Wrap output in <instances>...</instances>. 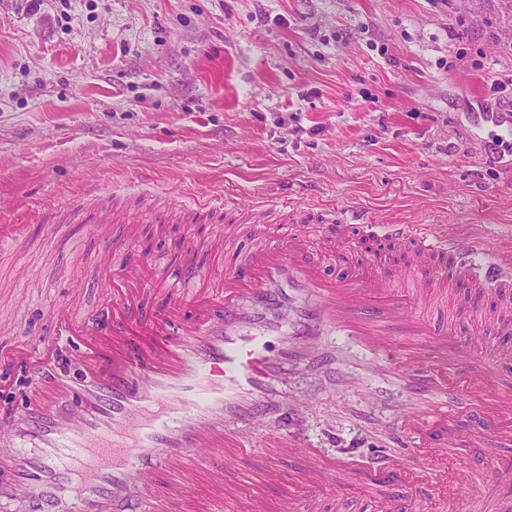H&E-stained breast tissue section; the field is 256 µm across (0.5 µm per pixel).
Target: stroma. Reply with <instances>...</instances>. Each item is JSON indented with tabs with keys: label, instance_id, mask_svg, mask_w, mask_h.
Listing matches in <instances>:
<instances>
[{
	"label": "stroma",
	"instance_id": "obj_1",
	"mask_svg": "<svg viewBox=\"0 0 512 512\" xmlns=\"http://www.w3.org/2000/svg\"><path fill=\"white\" fill-rule=\"evenodd\" d=\"M512 0H0V225H22L0 253V315L12 313L0 353L51 333L60 305L96 314L109 302L98 265L101 210L126 257L163 267L170 280L212 266L207 247L220 216L160 233V212L213 195L239 208L277 211L295 202L310 245L328 236L320 216L352 205L376 224H435L452 235L482 232L512 246V137L481 126L482 112L512 113L489 86L512 68ZM344 265L369 261L394 273L403 255L352 231L337 239ZM44 285L26 297L17 270ZM491 297L457 288L447 317L490 358L508 337L479 312ZM339 391L294 366L278 390L306 392L300 420L329 454L386 455L415 466L395 408L413 399L392 378L365 370L369 354L329 337ZM26 369L0 387V417L26 411ZM231 431L241 466L268 464L285 429L278 412ZM501 450L483 458L453 448L474 490L512 501V479L493 476Z\"/></svg>",
	"mask_w": 512,
	"mask_h": 512
}]
</instances>
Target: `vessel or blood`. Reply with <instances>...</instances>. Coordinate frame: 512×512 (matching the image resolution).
<instances>
[{
	"label": "vessel or blood",
	"mask_w": 512,
	"mask_h": 512,
	"mask_svg": "<svg viewBox=\"0 0 512 512\" xmlns=\"http://www.w3.org/2000/svg\"><path fill=\"white\" fill-rule=\"evenodd\" d=\"M384 234L412 249L411 274L329 276L296 231L245 253L238 270L172 284L160 270L141 280L121 246L106 244L101 261L117 273L111 307L99 320L56 307L55 335L39 341L48 352L55 336L84 337L87 374L65 379L26 349L11 357L28 368L40 399L11 423L19 452L0 504L10 512H313L363 474L403 483L407 473L392 461L330 459L301 434L280 436L278 450L305 459L303 476L239 472L242 448L229 423L265 416L291 363L330 364L320 344L334 330L376 352L369 371H392L410 388L433 378L432 409L405 419L420 466L462 442L480 449L493 437L511 446L512 432L487 418L460 436L447 402L483 396L496 413L511 414L512 388L495 377L512 364V348L494 363L473 361L472 344L452 325L434 327L431 314L458 279L474 295L493 293L490 323L512 328V248L481 233L450 236L444 224H388ZM218 456L223 466H214ZM248 484L286 492L246 496Z\"/></svg>",
	"instance_id": "b4317fda"
}]
</instances>
